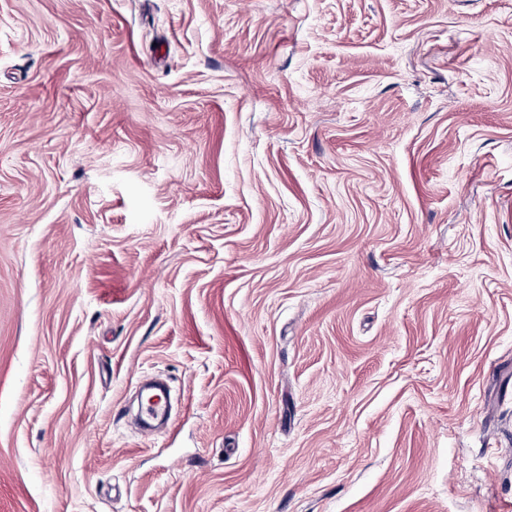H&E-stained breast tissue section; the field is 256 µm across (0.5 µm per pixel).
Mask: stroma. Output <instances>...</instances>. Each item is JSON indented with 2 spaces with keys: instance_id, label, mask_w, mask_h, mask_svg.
<instances>
[{
  "instance_id": "1",
  "label": "stroma",
  "mask_w": 512,
  "mask_h": 512,
  "mask_svg": "<svg viewBox=\"0 0 512 512\" xmlns=\"http://www.w3.org/2000/svg\"><path fill=\"white\" fill-rule=\"evenodd\" d=\"M0 512H512V0H0Z\"/></svg>"
}]
</instances>
